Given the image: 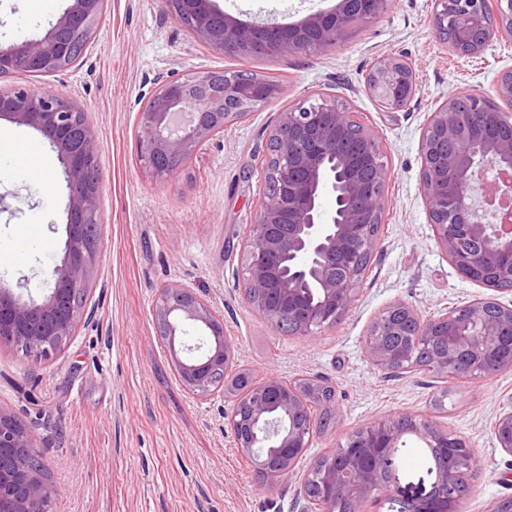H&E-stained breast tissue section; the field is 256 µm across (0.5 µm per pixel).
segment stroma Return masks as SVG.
<instances>
[{
    "label": "stroma",
    "instance_id": "1",
    "mask_svg": "<svg viewBox=\"0 0 512 512\" xmlns=\"http://www.w3.org/2000/svg\"><path fill=\"white\" fill-rule=\"evenodd\" d=\"M247 22H295L336 0H214ZM70 0H0V43L42 37ZM434 0H394L391 11L360 26L323 54L265 59L223 54L199 42L165 0H104L93 37L73 67L0 77V91L53 89L82 106L98 134L100 257L81 322L71 340L36 362L0 344V409L37 440L53 512H298L307 473L355 430L408 413L435 421L473 446L481 466L460 512H492L512 497V455L493 425L512 410V370L445 384L430 373L385 375L364 356L367 331L401 301L423 316L494 294L461 277L437 247L420 184L424 127L448 91L494 97L499 72L512 67V42L493 40L481 58L455 55L437 36ZM403 55L418 92L401 110L381 108L364 88L378 55ZM247 70L277 81L280 98L208 140L169 179L149 177L137 158L139 93L146 80L199 71ZM312 92L350 104L378 136L389 173L381 244L353 308L314 338L276 330L244 300L241 244L261 204L268 134L278 112ZM36 145L50 185L18 170L0 148V285L43 287L67 238L63 168L38 131L0 120V132ZM186 285L224 321L239 367L255 379L325 377L336 389V422L314 436L287 479L266 485L236 448L228 425L231 395L201 403L175 377L154 301ZM406 494L429 492L433 462L416 438L397 453Z\"/></svg>",
    "mask_w": 512,
    "mask_h": 512
}]
</instances>
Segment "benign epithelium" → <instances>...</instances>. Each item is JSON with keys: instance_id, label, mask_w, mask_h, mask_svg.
<instances>
[{"instance_id": "1", "label": "benign epithelium", "mask_w": 512, "mask_h": 512, "mask_svg": "<svg viewBox=\"0 0 512 512\" xmlns=\"http://www.w3.org/2000/svg\"><path fill=\"white\" fill-rule=\"evenodd\" d=\"M175 19L200 42L247 58L325 53L344 41L354 19L367 24L386 15L393 0H336L300 22H241L213 0H167ZM433 26L452 51L472 58L496 38L512 40V0H435ZM102 0L71 5L40 39L0 45V74L23 62L32 73L70 65L76 43L94 33ZM365 89L385 109H401L417 94L415 74L399 55L377 58ZM501 107L477 93L450 92L436 108L420 141L421 187L436 245L463 278L512 293V209L496 202L512 198V69L496 83ZM282 95L274 80L203 71L152 83L142 91L136 132L137 157L156 179L183 168L196 149L246 118L257 106ZM0 118L31 127L45 137L63 166L69 189L67 239L61 264L52 267V288L39 301L0 285V343L37 359L59 350L81 320L85 296L98 263V199L101 181L98 137L83 109L56 91L24 87L0 94ZM350 134L362 154L343 155L338 137ZM266 191L243 244L244 298L277 330L304 338L319 336L353 306L374 253L384 213L388 164L374 132L358 122L344 102L311 94L285 107L270 130ZM335 199L326 216L321 199ZM276 294L279 304L267 302ZM159 336L168 345L179 384L206 397L223 387L235 363V346L224 322L191 289H161L155 302ZM202 326L213 338L200 355L181 359L175 343L182 326ZM364 343L368 360L382 371L424 367L444 381L487 378L512 369V305L484 298L424 320L413 306L396 302L382 310ZM400 335V346L384 337ZM421 350L425 360L411 362ZM322 381H286L270 375L236 401L229 419L236 448L267 484L284 480L319 431L312 414ZM493 432L512 454V410L499 415ZM414 435L424 447L450 448L434 463L431 490L405 495L398 485L396 454L402 438ZM36 439L0 409V512H50L55 490L37 463ZM475 472L473 447L436 423L402 414L348 435L304 480L303 512H341L355 505L395 500L398 512H458L457 477Z\"/></svg>"}]
</instances>
